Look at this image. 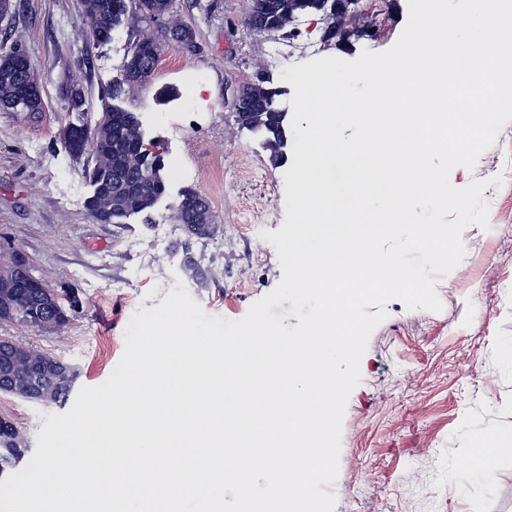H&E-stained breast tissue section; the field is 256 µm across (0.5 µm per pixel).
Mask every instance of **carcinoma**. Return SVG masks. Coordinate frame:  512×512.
<instances>
[{"label":"carcinoma","mask_w":512,"mask_h":512,"mask_svg":"<svg viewBox=\"0 0 512 512\" xmlns=\"http://www.w3.org/2000/svg\"><path fill=\"white\" fill-rule=\"evenodd\" d=\"M83 6L91 23L92 38L98 43L111 40L129 12L149 25L164 19V24L160 25L161 36L146 34L133 44L124 64L123 80L112 84V89L105 94L94 124H70L65 127L66 134L62 138L71 156L91 154L92 166L87 176L93 192L86 201L91 218L103 224H123L137 217L142 223L151 224L156 203L166 193L164 160L162 155L147 147L137 113L116 105L115 101L126 95V89L144 84L152 75L161 43L174 42L188 50L196 39L195 31L172 19V0H83ZM325 10V0H250L245 25L256 33L281 31L302 13ZM242 90L241 111L249 113L243 128L261 137L272 160L283 159L289 120L277 109V103L285 95L284 88L247 83L242 85ZM59 94L69 110L85 112V93L79 85L66 82L60 86ZM42 108V96L32 77L28 53L19 46L8 49L1 46L0 111L35 114ZM202 211L212 213L208 199L195 187H184L174 202L178 222L189 229ZM21 292L29 295L33 306L37 307V312L32 314L35 322L41 320L42 309L58 296L52 288L30 286L24 281ZM75 378L76 371L66 363L55 378L40 377L36 385L54 389L58 401L64 402ZM27 451L17 427L10 421H0V453L12 456L17 462Z\"/></svg>","instance_id":"obj_1"}]
</instances>
